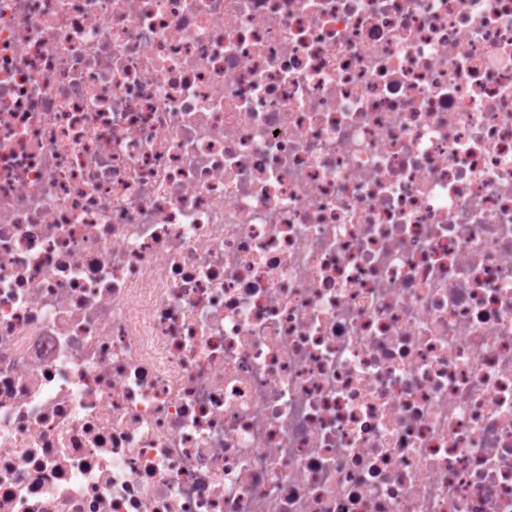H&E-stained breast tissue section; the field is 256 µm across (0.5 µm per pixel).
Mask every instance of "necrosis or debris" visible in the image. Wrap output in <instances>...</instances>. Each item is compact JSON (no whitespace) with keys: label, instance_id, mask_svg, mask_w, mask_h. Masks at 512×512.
<instances>
[{"label":"necrosis or debris","instance_id":"4bbe7bcc","mask_svg":"<svg viewBox=\"0 0 512 512\" xmlns=\"http://www.w3.org/2000/svg\"><path fill=\"white\" fill-rule=\"evenodd\" d=\"M0 512H512V0H0Z\"/></svg>","mask_w":512,"mask_h":512}]
</instances>
